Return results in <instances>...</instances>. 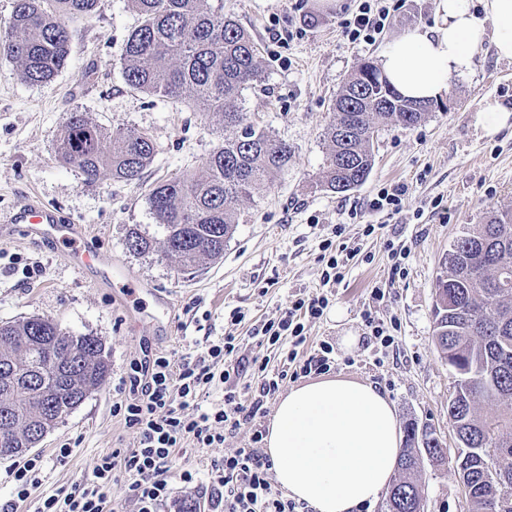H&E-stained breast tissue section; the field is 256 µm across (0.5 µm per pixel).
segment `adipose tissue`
Here are the masks:
<instances>
[{
    "label": "adipose tissue",
    "mask_w": 512,
    "mask_h": 512,
    "mask_svg": "<svg viewBox=\"0 0 512 512\" xmlns=\"http://www.w3.org/2000/svg\"><path fill=\"white\" fill-rule=\"evenodd\" d=\"M512 60V0H437L433 26L409 29L379 54L406 98L438 100L469 75L484 42ZM400 424L394 403L368 382L337 377L291 387L263 442L275 480L309 512H362L395 474Z\"/></svg>",
    "instance_id": "1"
}]
</instances>
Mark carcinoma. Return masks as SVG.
Masks as SVG:
<instances>
[{"instance_id":"cac0c4a2","label":"carcinoma","mask_w":512,"mask_h":512,"mask_svg":"<svg viewBox=\"0 0 512 512\" xmlns=\"http://www.w3.org/2000/svg\"><path fill=\"white\" fill-rule=\"evenodd\" d=\"M131 2L141 22L121 55L125 83L160 98L187 97L202 114H220L228 131L197 174L150 190L151 213L165 232L163 252L186 273L223 257L238 224L236 206L288 166L291 149L242 112V91L261 80L259 49L224 15V0L214 6L208 0ZM107 3L15 0L0 23V54L18 64L25 82L47 83L67 64L70 24L101 15ZM431 107L402 97L372 61L362 62L335 101L321 186L344 194L362 185L374 166L379 127H415ZM59 153L89 181L104 172L133 181L156 145L143 131L110 132L74 111L62 124ZM127 248L142 254L152 242L133 231ZM434 295V341L456 378L448 398L456 452L447 455L434 429L408 423L384 512H424L426 458L448 463L465 491L467 512H512V212H495L450 244ZM109 374L97 336L70 335L48 317L1 324L0 459L21 456L33 433L52 431ZM482 402L499 412L481 414Z\"/></svg>"}]
</instances>
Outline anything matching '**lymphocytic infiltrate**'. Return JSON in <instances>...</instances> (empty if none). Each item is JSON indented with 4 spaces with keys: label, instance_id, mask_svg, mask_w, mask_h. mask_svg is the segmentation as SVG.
Listing matches in <instances>:
<instances>
[{
    "label": "lymphocytic infiltrate",
    "instance_id": "lymphocytic-infiltrate-1",
    "mask_svg": "<svg viewBox=\"0 0 512 512\" xmlns=\"http://www.w3.org/2000/svg\"><path fill=\"white\" fill-rule=\"evenodd\" d=\"M387 18L382 0H362L358 12L345 20L344 33L351 43H372ZM329 305L322 292L295 298L277 319L254 330L262 352L252 357L240 355L238 337L227 335L196 355L147 354L133 360L112 413L135 432V447L113 449L90 480L45 497L37 512H112L104 490L120 479L137 512H158L172 494L169 464L175 452L188 446L223 447L226 436L245 424L253 428L249 445L211 463L218 512H301L300 503L271 480L272 464L261 446L263 405L287 381L328 372L335 364L329 342H320L312 354L304 352L308 323L320 319ZM275 358L280 367H272ZM249 372L257 375V387H240ZM218 387L225 390L222 406L203 408L200 396Z\"/></svg>",
    "mask_w": 512,
    "mask_h": 512
}]
</instances>
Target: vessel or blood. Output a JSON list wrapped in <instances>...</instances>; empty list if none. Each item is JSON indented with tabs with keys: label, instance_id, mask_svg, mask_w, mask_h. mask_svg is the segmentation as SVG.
<instances>
[{
	"label": "vessel or blood",
	"instance_id": "vessel-or-blood-1",
	"mask_svg": "<svg viewBox=\"0 0 512 512\" xmlns=\"http://www.w3.org/2000/svg\"><path fill=\"white\" fill-rule=\"evenodd\" d=\"M8 221L12 224L32 225L45 239L69 242L71 250L68 258L75 269L95 273L100 283L119 290L125 301L136 300L137 291L131 283V276L127 270L113 262L111 257L79 243V228L64 223L52 207L31 202L13 212Z\"/></svg>",
	"mask_w": 512,
	"mask_h": 512
}]
</instances>
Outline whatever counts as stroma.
I'll list each match as a JSON object with an SVG mask.
<instances>
[{
    "label": "stroma",
    "mask_w": 512,
    "mask_h": 512,
    "mask_svg": "<svg viewBox=\"0 0 512 512\" xmlns=\"http://www.w3.org/2000/svg\"><path fill=\"white\" fill-rule=\"evenodd\" d=\"M359 4L224 0L225 14L249 31L261 56L262 79L243 90V108L256 127L288 143L292 158L272 182L240 203L239 223L223 258L202 262L192 274L179 272L162 251L137 255L126 242L134 228L163 241L149 190L193 175L220 143L221 122L187 102L162 100L125 84L120 58L140 23L130 0H109L100 17L78 25L68 63L51 82L27 84L17 65L0 55V324L51 318L65 332L99 337L111 364L105 385L34 447L43 468L18 512H35L43 497L90 476L112 449L134 446L135 434L113 416L112 402L142 349L182 354L231 334L239 337L242 355H255L253 325L276 319L297 294L319 290L320 243L337 224L341 242L360 246L362 254L351 260L338 254L343 278L332 289L328 310L308 327L310 346L332 343L331 376L374 384L394 402L400 423L431 426L448 450H455L448 424L453 375L433 340V284L457 236L485 223L491 212L512 211V122L492 136L476 123L485 100L512 105V61L485 45L472 74L454 79L447 97L418 126L379 129L375 164L363 185L333 193L318 179L337 94L361 62L377 61L389 41L414 26L432 25L435 18L436 0H387L390 16L383 32L373 43L354 44L343 33V21ZM276 29L292 30L295 37L273 43ZM74 110L113 131L135 128L150 135L157 151L143 181L104 174L89 183L60 159L61 125ZM391 183L408 187L402 211L371 210L370 200ZM33 200L54 207L62 220L80 227L85 243L124 266L144 288L140 300L125 303L114 289L74 270L65 245L9 223L12 211ZM394 246L410 252L406 277L393 274ZM12 256L40 263L42 276L23 280L8 268ZM375 288L383 289V300H373ZM234 309L241 311L242 322L231 321ZM367 309L381 322L394 318L401 325L398 350L380 366L364 343L370 333L362 320ZM346 336L358 337L357 346L345 347ZM250 437L245 424L223 447L175 454L172 496L160 512L205 504L212 489L211 460L245 446ZM63 440L73 452L60 460L55 450ZM185 471L193 473V483L181 480ZM421 486L425 512H466L463 489L447 465L425 461Z\"/></svg>",
    "instance_id": "stroma-1"
}]
</instances>
